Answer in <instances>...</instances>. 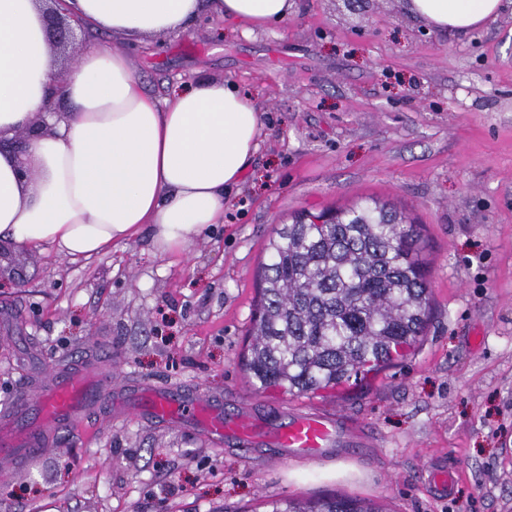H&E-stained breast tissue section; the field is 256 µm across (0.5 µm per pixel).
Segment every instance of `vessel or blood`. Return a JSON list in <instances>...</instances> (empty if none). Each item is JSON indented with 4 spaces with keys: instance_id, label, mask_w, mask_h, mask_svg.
<instances>
[{
    "instance_id": "1",
    "label": "vessel or blood",
    "mask_w": 512,
    "mask_h": 512,
    "mask_svg": "<svg viewBox=\"0 0 512 512\" xmlns=\"http://www.w3.org/2000/svg\"><path fill=\"white\" fill-rule=\"evenodd\" d=\"M112 366L105 360L83 361L57 368L40 386L23 383L14 397L0 405V461L18 465L29 455L53 450L60 434L85 427L90 418L112 414ZM139 414L168 423L177 420L207 432L215 443L231 437L248 443L253 437L250 416L225 419L206 392L185 396L167 388L143 386ZM354 434L342 418L320 410L294 415L276 442L285 454L319 462L330 448L352 444Z\"/></svg>"
}]
</instances>
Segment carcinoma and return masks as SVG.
Listing matches in <instances>:
<instances>
[{
    "label": "carcinoma",
    "instance_id": "carcinoma-1",
    "mask_svg": "<svg viewBox=\"0 0 512 512\" xmlns=\"http://www.w3.org/2000/svg\"><path fill=\"white\" fill-rule=\"evenodd\" d=\"M420 225L377 202L301 213L269 242L244 354L257 391L343 390L414 348L430 319ZM268 512H380L349 496L279 499Z\"/></svg>",
    "mask_w": 512,
    "mask_h": 512
}]
</instances>
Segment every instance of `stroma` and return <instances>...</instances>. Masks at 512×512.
Returning a JSON list of instances; mask_svg holds the SVG:
<instances>
[{"label": "stroma", "mask_w": 512, "mask_h": 512, "mask_svg": "<svg viewBox=\"0 0 512 512\" xmlns=\"http://www.w3.org/2000/svg\"><path fill=\"white\" fill-rule=\"evenodd\" d=\"M128 53L159 100L201 76L234 81L261 114L258 149L223 223L183 254L143 233L88 259L47 246L0 261V306L19 321L0 331V403L93 352L124 383L220 396L228 417L343 415L359 441L310 465L262 439L96 418L27 465L0 463V512H235L329 493L382 512H512V6L457 33L405 0H295L267 29L205 13ZM370 199L424 229L421 345L342 398L255 391L240 357L269 239L300 212ZM450 465L438 493L430 473Z\"/></svg>", "instance_id": "35a3bbf8"}]
</instances>
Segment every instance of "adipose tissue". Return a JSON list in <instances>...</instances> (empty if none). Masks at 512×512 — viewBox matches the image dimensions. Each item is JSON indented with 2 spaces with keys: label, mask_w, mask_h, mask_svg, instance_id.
Listing matches in <instances>:
<instances>
[{
  "label": "adipose tissue",
  "mask_w": 512,
  "mask_h": 512,
  "mask_svg": "<svg viewBox=\"0 0 512 512\" xmlns=\"http://www.w3.org/2000/svg\"><path fill=\"white\" fill-rule=\"evenodd\" d=\"M505 0H409L427 25L469 32ZM90 31L140 43L185 31L201 14L264 29L294 0H65ZM43 0H0V242L89 257L151 231L155 251L178 254L224 221L258 148L260 113L228 80L200 79L158 102L129 56L88 44L52 82ZM69 110L61 115L58 102ZM27 133L24 151L11 142Z\"/></svg>",
  "instance_id": "ef3b65f1"
}]
</instances>
